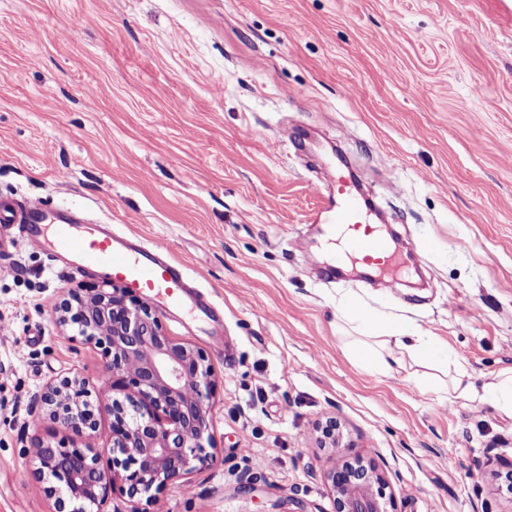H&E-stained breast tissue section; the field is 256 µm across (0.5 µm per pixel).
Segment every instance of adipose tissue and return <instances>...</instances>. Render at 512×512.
I'll return each instance as SVG.
<instances>
[{"label": "adipose tissue", "instance_id": "1", "mask_svg": "<svg viewBox=\"0 0 512 512\" xmlns=\"http://www.w3.org/2000/svg\"><path fill=\"white\" fill-rule=\"evenodd\" d=\"M348 323L354 324L360 337L351 343L353 355L366 360L368 366L379 372H389L392 368L394 350H411L430 358H439L441 349L429 337L410 333L397 322L385 325L376 322L374 317L351 315Z\"/></svg>", "mask_w": 512, "mask_h": 512}]
</instances>
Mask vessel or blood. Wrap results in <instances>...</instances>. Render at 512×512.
Returning <instances> with one entry per match:
<instances>
[{
  "label": "vessel or blood",
  "instance_id": "obj_1",
  "mask_svg": "<svg viewBox=\"0 0 512 512\" xmlns=\"http://www.w3.org/2000/svg\"><path fill=\"white\" fill-rule=\"evenodd\" d=\"M334 185L333 192L323 196L313 221L324 225L337 245L336 263L350 261L374 269L388 282L406 262L424 263L422 249H414L407 259L398 254L392 237L369 222L344 175H336ZM45 210V203L39 199L15 206L0 202V222L16 225L23 245L42 249L47 243L40 223ZM53 231L58 254L108 271L111 278L152 304L186 309L199 319L210 317L209 303L193 298L192 280L185 267L169 260L165 241L148 244L118 236L100 224L74 223L65 213Z\"/></svg>",
  "mask_w": 512,
  "mask_h": 512
}]
</instances>
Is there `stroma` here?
<instances>
[{"mask_svg": "<svg viewBox=\"0 0 512 512\" xmlns=\"http://www.w3.org/2000/svg\"><path fill=\"white\" fill-rule=\"evenodd\" d=\"M334 144L422 282L319 279ZM0 199L165 240L220 310H157L217 373L215 459L159 512H332L326 472L357 457L396 512H512V414L453 389L512 369V0H0ZM105 280L0 225V512L55 510L31 475L32 440L62 436L33 405L48 382L89 379L111 445L107 360L55 323ZM348 307L443 357L369 371Z\"/></svg>", "mask_w": 512, "mask_h": 512, "instance_id": "obj_1", "label": "stroma"}]
</instances>
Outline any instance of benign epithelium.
<instances>
[{"label": "benign epithelium", "instance_id": "benign-epithelium-1", "mask_svg": "<svg viewBox=\"0 0 512 512\" xmlns=\"http://www.w3.org/2000/svg\"><path fill=\"white\" fill-rule=\"evenodd\" d=\"M56 323L72 338L108 356L112 465L100 464L98 430L89 380L64 377L43 386L36 403L84 448L35 439L32 476L56 498L58 512H105L109 492L120 486L133 506H158L165 487L184 481L214 458L210 400L214 368L202 351L167 336L152 305L112 281L82 288L63 299ZM334 512H394L387 485L358 459L327 475Z\"/></svg>", "mask_w": 512, "mask_h": 512}]
</instances>
